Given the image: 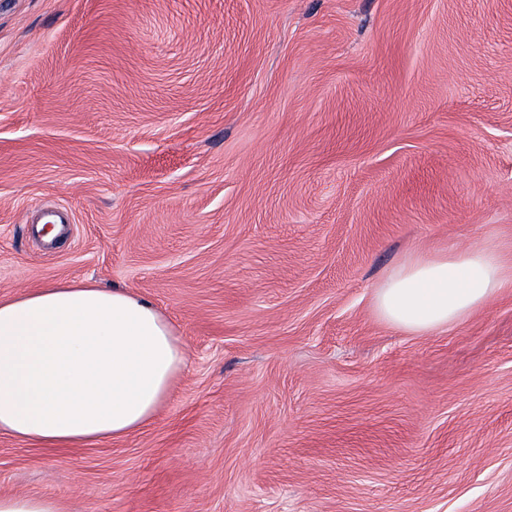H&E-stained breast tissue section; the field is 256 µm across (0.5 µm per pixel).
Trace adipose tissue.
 Here are the masks:
<instances>
[{
	"instance_id": "ef3b65f1",
	"label": "adipose tissue",
	"mask_w": 512,
	"mask_h": 512,
	"mask_svg": "<svg viewBox=\"0 0 512 512\" xmlns=\"http://www.w3.org/2000/svg\"><path fill=\"white\" fill-rule=\"evenodd\" d=\"M512 288V261L475 245L413 255L375 290L394 327L425 335ZM185 365L172 325L145 299L90 283L0 299V433L75 448L144 427Z\"/></svg>"
}]
</instances>
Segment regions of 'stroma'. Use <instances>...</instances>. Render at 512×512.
Instances as JSON below:
<instances>
[{
    "label": "stroma",
    "mask_w": 512,
    "mask_h": 512,
    "mask_svg": "<svg viewBox=\"0 0 512 512\" xmlns=\"http://www.w3.org/2000/svg\"><path fill=\"white\" fill-rule=\"evenodd\" d=\"M473 245L512 254V0H0V299L121 288L187 355L129 436L0 434V495L512 512V288L428 335L374 303Z\"/></svg>",
    "instance_id": "stroma-1"
}]
</instances>
